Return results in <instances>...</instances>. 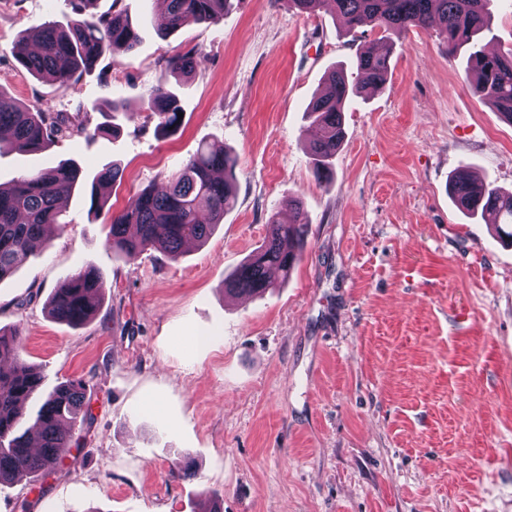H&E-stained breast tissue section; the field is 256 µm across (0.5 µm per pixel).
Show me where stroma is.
Returning <instances> with one entry per match:
<instances>
[{"label": "stroma", "instance_id": "1", "mask_svg": "<svg viewBox=\"0 0 512 512\" xmlns=\"http://www.w3.org/2000/svg\"><path fill=\"white\" fill-rule=\"evenodd\" d=\"M113 8L137 21V50L64 91L17 53L24 30L74 19L69 0H0V90L117 128L4 148L0 184L65 160L89 181L122 172L101 212L76 188L62 231L0 280V327L21 329L44 390L82 380L88 407L51 473L0 485V512H201L212 491L224 512H512V245L448 196L462 166L512 189V122L475 94L467 51L449 53L432 29L394 36L388 81L347 101L321 183L306 109L331 69L357 80L359 47L382 31L235 0L164 38L153 0L92 10ZM490 9L479 46L512 49V0ZM186 52L195 72L168 78L184 117L163 135L143 97ZM108 100L119 111L100 112ZM204 142L238 158L236 204L215 233L175 261L113 254L111 215ZM295 201L309 235L291 279L226 294ZM87 267L104 279L96 316L55 321L53 290Z\"/></svg>", "mask_w": 512, "mask_h": 512}]
</instances>
